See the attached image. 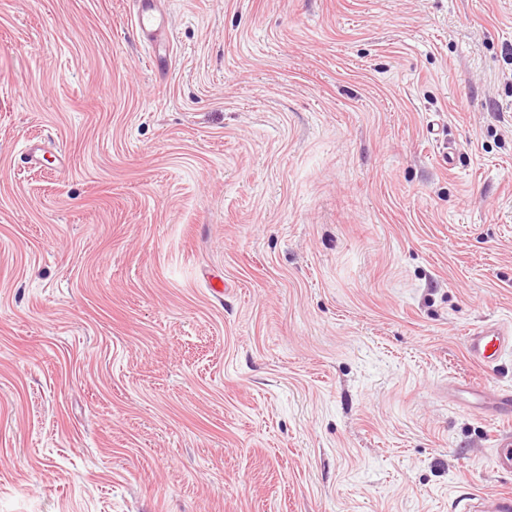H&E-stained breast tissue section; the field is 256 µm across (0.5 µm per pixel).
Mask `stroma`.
Masks as SVG:
<instances>
[{
    "mask_svg": "<svg viewBox=\"0 0 512 512\" xmlns=\"http://www.w3.org/2000/svg\"><path fill=\"white\" fill-rule=\"evenodd\" d=\"M163 2L0 0V512L512 491V0ZM135 11L133 24L143 41L151 48L153 64L160 51L167 52L169 43L168 21L160 8L161 0H133ZM467 350L473 361L489 370L512 350V330L504 323L486 322L469 331ZM451 396L457 402H466L474 410L512 421V391L508 389H500L488 396L479 385L461 381L454 385Z\"/></svg>",
    "mask_w": 512,
    "mask_h": 512,
    "instance_id": "1",
    "label": "stroma"
}]
</instances>
